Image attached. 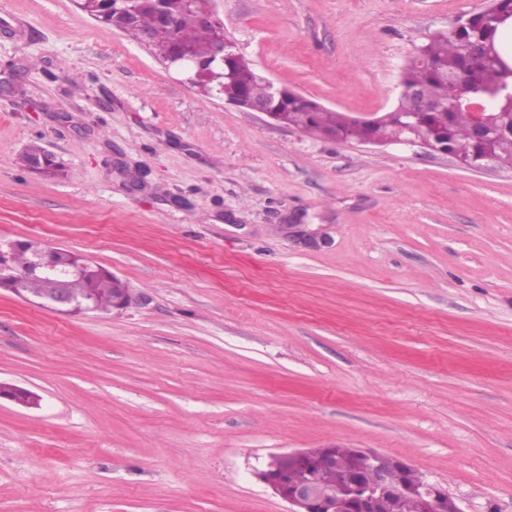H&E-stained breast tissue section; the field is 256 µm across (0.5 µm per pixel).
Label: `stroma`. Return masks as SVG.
<instances>
[{"label":"stroma","mask_w":512,"mask_h":512,"mask_svg":"<svg viewBox=\"0 0 512 512\" xmlns=\"http://www.w3.org/2000/svg\"><path fill=\"white\" fill-rule=\"evenodd\" d=\"M487 4L217 8L258 72L356 115L392 110L414 47ZM7 80L0 240L138 299L72 316L0 288V383L40 399L0 400V512H286L256 469L331 447L512 512L511 170L278 127L73 0H0ZM34 143L56 174L25 167Z\"/></svg>","instance_id":"obj_1"}]
</instances>
